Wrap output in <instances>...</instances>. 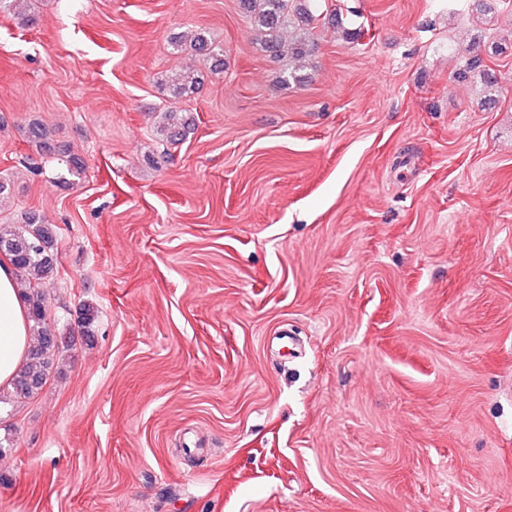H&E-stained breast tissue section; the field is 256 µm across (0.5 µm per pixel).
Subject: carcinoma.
I'll return each instance as SVG.
<instances>
[{
    "label": "carcinoma",
    "instance_id": "cac0c4a2",
    "mask_svg": "<svg viewBox=\"0 0 512 512\" xmlns=\"http://www.w3.org/2000/svg\"><path fill=\"white\" fill-rule=\"evenodd\" d=\"M240 8L262 35L265 50L273 56L285 54L293 61V66L281 77L285 84L302 85L306 80L303 62L311 55L309 27L322 24L338 27L342 24L339 12L331 0H239ZM21 0H0V13L11 11L21 18L24 26H33L39 18L34 14L17 9ZM301 24L298 32L290 40L283 39L284 31L294 23ZM189 48L210 62L211 70L224 71V49L214 45L201 33L189 39ZM482 59L471 55L461 61L455 72L459 82H466L475 70H480V78L485 92L494 91L495 81L487 70L481 69ZM170 88L177 97L188 96L199 89L201 84L198 71L187 65L169 80ZM165 123L159 133L163 140L175 143L188 138L192 123L173 108L164 113ZM27 142L39 155L55 153V146L48 137L46 127L33 123L27 130ZM56 234L54 226L47 224L36 214H27L22 226L0 228V256L6 257L19 277L22 296L26 304L31 335L26 362L16 373L11 389L0 391V405H9L35 397L46 384L53 371L57 355L63 348L50 324L48 299L43 285L53 273L57 259L55 252Z\"/></svg>",
    "mask_w": 512,
    "mask_h": 512
}]
</instances>
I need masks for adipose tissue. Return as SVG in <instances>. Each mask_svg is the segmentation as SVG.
<instances>
[{
    "label": "adipose tissue",
    "mask_w": 512,
    "mask_h": 512,
    "mask_svg": "<svg viewBox=\"0 0 512 512\" xmlns=\"http://www.w3.org/2000/svg\"><path fill=\"white\" fill-rule=\"evenodd\" d=\"M28 346L24 304L14 287L10 262L0 263V387H9L22 366Z\"/></svg>",
    "instance_id": "1"
}]
</instances>
